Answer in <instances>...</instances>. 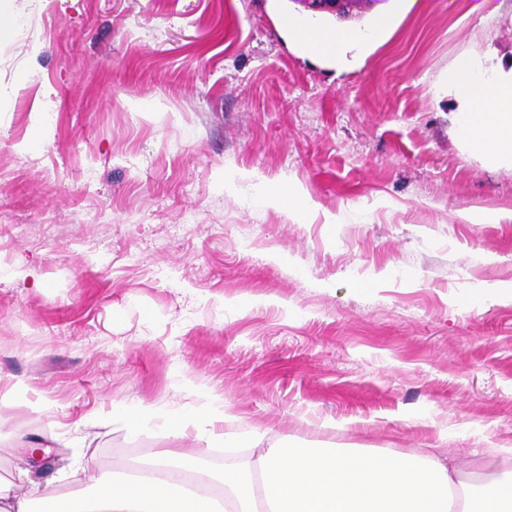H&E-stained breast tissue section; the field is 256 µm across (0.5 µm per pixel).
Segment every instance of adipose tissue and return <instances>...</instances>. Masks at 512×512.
Masks as SVG:
<instances>
[{"instance_id":"obj_1","label":"adipose tissue","mask_w":512,"mask_h":512,"mask_svg":"<svg viewBox=\"0 0 512 512\" xmlns=\"http://www.w3.org/2000/svg\"><path fill=\"white\" fill-rule=\"evenodd\" d=\"M283 21L286 34L317 58L339 59L366 41L377 40L380 29L360 31L329 20L289 12L288 0H268ZM448 92L456 102V132L462 144L493 165H512V67L485 66L464 60L448 75ZM222 400L180 415L159 418L141 405H116L115 425L144 426L161 421L169 436L194 430L213 447L226 446L225 434L213 433L225 421ZM482 480L464 502L462 512H512V448L489 451ZM191 455L171 461L162 454L146 459L139 470H125L121 479L99 478L90 495L66 502L10 494L0 487V512H218V502L230 512H448L450 470L437 454L412 452L377 455L366 448H304L285 442L261 449L257 469L225 468L211 482L221 485L216 499L203 484L175 479L178 470L195 469Z\"/></svg>"}]
</instances>
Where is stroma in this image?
I'll return each instance as SVG.
<instances>
[{"instance_id":"obj_1","label":"stroma","mask_w":512,"mask_h":512,"mask_svg":"<svg viewBox=\"0 0 512 512\" xmlns=\"http://www.w3.org/2000/svg\"><path fill=\"white\" fill-rule=\"evenodd\" d=\"M0 21V484L88 494L211 449L113 406L223 399L241 438L512 447V168L459 142L464 56L512 63V0H352L348 66L266 0H7ZM291 188L306 220L261 203ZM503 212L471 224L461 210ZM42 400L47 410L31 411ZM159 418L156 410L141 405H116L112 407V415L104 422L112 425L144 426Z\"/></svg>"}]
</instances>
